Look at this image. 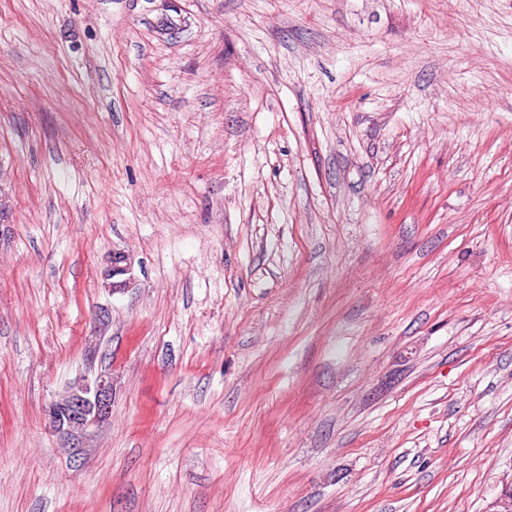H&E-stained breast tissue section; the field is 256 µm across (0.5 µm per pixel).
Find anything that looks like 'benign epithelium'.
Returning <instances> with one entry per match:
<instances>
[{
	"mask_svg": "<svg viewBox=\"0 0 512 512\" xmlns=\"http://www.w3.org/2000/svg\"><path fill=\"white\" fill-rule=\"evenodd\" d=\"M105 277L114 291L125 290L132 284V259L125 252H112ZM112 378L101 374L93 380L83 379L69 388L47 410L50 428L75 437L89 426L106 417L111 410Z\"/></svg>",
	"mask_w": 512,
	"mask_h": 512,
	"instance_id": "benign-epithelium-1",
	"label": "benign epithelium"
}]
</instances>
